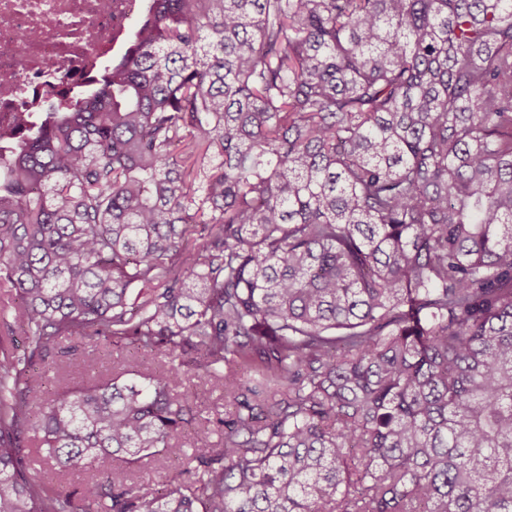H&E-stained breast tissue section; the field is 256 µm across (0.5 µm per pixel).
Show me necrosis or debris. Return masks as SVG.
I'll return each mask as SVG.
<instances>
[{"instance_id": "obj_1", "label": "necrosis or debris", "mask_w": 512, "mask_h": 512, "mask_svg": "<svg viewBox=\"0 0 512 512\" xmlns=\"http://www.w3.org/2000/svg\"><path fill=\"white\" fill-rule=\"evenodd\" d=\"M149 0H0V128L90 88Z\"/></svg>"}]
</instances>
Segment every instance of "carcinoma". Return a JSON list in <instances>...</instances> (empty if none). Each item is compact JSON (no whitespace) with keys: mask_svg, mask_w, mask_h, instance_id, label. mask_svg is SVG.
Listing matches in <instances>:
<instances>
[{"mask_svg":"<svg viewBox=\"0 0 512 512\" xmlns=\"http://www.w3.org/2000/svg\"><path fill=\"white\" fill-rule=\"evenodd\" d=\"M97 84L0 131V512H512V0H152ZM78 345L76 341H62L60 344L61 349L58 350L59 353L54 357V360L62 366L59 372L64 370L68 378L73 382L80 381L85 374L84 366L80 360V347ZM76 349L77 351H75ZM60 351L64 353H60ZM113 358L115 364L117 362L131 363L141 371H156L167 361V358L160 354L152 357L141 356L129 347L115 348ZM195 385L193 386L194 391L198 393L199 401H202L200 408L203 411L205 418L214 420L217 417V413L220 414L224 411V393L219 389L211 390V385L194 378L192 381ZM180 466L173 456L159 454L152 459H145L144 464L138 468L132 478L136 484H149L152 487L157 483L179 481ZM38 470L39 476L46 482L51 483L55 488L69 489L72 490L75 487H79L84 480L87 478L85 472H71L68 474H58L53 471H44L39 463L33 465Z\"/></svg>","mask_w":512,"mask_h":512,"instance_id":"obj_1","label":"carcinoma"}]
</instances>
